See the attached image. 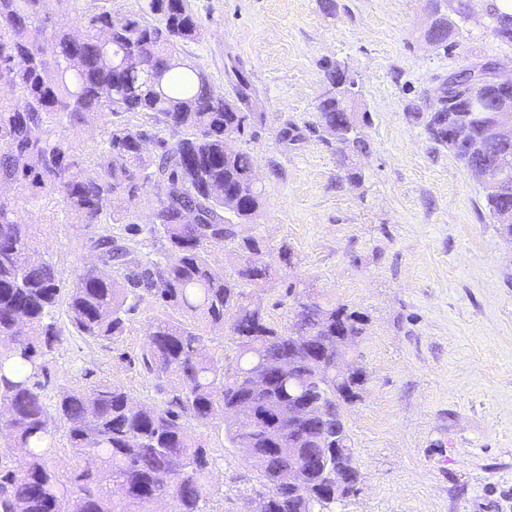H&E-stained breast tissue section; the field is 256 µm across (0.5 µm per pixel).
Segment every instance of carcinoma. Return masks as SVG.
<instances>
[{
    "instance_id": "1",
    "label": "carcinoma",
    "mask_w": 512,
    "mask_h": 512,
    "mask_svg": "<svg viewBox=\"0 0 512 512\" xmlns=\"http://www.w3.org/2000/svg\"><path fill=\"white\" fill-rule=\"evenodd\" d=\"M55 9H47L48 3ZM0 0V512H214L211 474L224 450L235 448L262 478L242 494L243 510L265 501L263 512H336L319 490L320 475L303 492L288 490L289 405L312 397L314 421L331 441L309 435L303 445L336 470V450L354 454L345 409L363 391L355 367L336 380L329 365L344 357L343 336H362L365 318L328 298L288 284L293 323L281 325L247 286L268 279L264 239L242 234L259 216L264 193L253 184L249 152H225V137L241 140L263 120L243 70L230 62V91H214L188 47L204 28L190 0H136L126 13L112 0ZM467 20V5L431 0ZM496 38L512 44L506 16L489 15ZM453 22L432 38L448 47ZM500 92L481 93L480 111L453 102L476 148L461 152L448 140V112L414 113L425 131L448 148L479 183L504 158L507 193L486 197L491 215L512 206V142L490 144L482 130ZM104 113L111 117L103 146L87 153L66 129ZM367 115L345 114V100L321 97L316 126L350 156L368 150ZM153 192L152 222L131 221ZM38 205L41 223H56L57 208L74 224L98 228L87 247L98 263L82 267L69 287L43 258L19 206ZM159 248L136 255V237ZM148 302L159 311L141 329L136 360L162 394L140 403L123 386L81 381L49 393L50 358L67 337L104 347L131 339L133 315ZM64 309L66 324L56 318ZM229 355L213 351L212 334ZM315 342L322 358L288 370L290 346ZM233 367L234 375H226ZM277 371L256 393L251 376ZM235 403L261 412L226 436L196 433ZM70 456L78 464L59 463Z\"/></svg>"
}]
</instances>
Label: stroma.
I'll return each instance as SVG.
<instances>
[{
    "mask_svg": "<svg viewBox=\"0 0 512 512\" xmlns=\"http://www.w3.org/2000/svg\"><path fill=\"white\" fill-rule=\"evenodd\" d=\"M465 2L470 17L444 49L424 39L429 0H192L206 32L190 48L196 61L224 91V64L239 60L265 114L235 143L265 197L244 227L265 240L271 267L252 292L284 324L291 282L367 323L353 349L367 384L346 411L361 482L339 512H512V237L463 164L411 117L465 63L493 58L512 76V46ZM329 60L356 74L370 120L356 185L315 126ZM287 126L297 140H281ZM92 233L63 211L38 232L62 283L90 264ZM284 244L294 267L279 259ZM138 351L68 338L52 382L85 369L156 402L154 381L129 367Z\"/></svg>",
    "mask_w": 512,
    "mask_h": 512,
    "instance_id": "35a3bbf8",
    "label": "stroma"
}]
</instances>
